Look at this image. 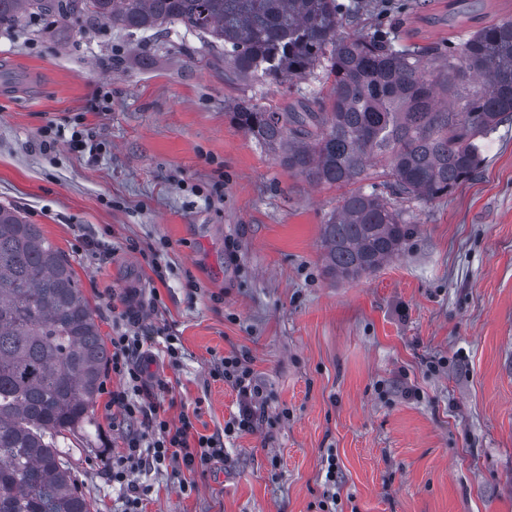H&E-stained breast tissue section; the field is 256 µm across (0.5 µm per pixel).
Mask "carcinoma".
I'll list each match as a JSON object with an SVG mask.
<instances>
[{
	"label": "carcinoma",
	"mask_w": 512,
	"mask_h": 512,
	"mask_svg": "<svg viewBox=\"0 0 512 512\" xmlns=\"http://www.w3.org/2000/svg\"><path fill=\"white\" fill-rule=\"evenodd\" d=\"M38 11L85 15L128 31L195 33L224 56L233 81L285 84L322 70L329 93L303 111L251 99L235 124L288 171L347 186L387 159L390 192L436 199L477 171L481 141L512 121V18L457 46L395 49L380 32L343 33L337 0H0V24ZM469 88L446 109L437 89ZM409 234L386 198L358 188L322 227L327 271L371 274ZM109 357L92 310L58 248L13 207L0 206V512H91L60 441L91 425Z\"/></svg>",
	"instance_id": "1"
}]
</instances>
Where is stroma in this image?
Returning a JSON list of instances; mask_svg holds the SVG:
<instances>
[{
    "mask_svg": "<svg viewBox=\"0 0 512 512\" xmlns=\"http://www.w3.org/2000/svg\"><path fill=\"white\" fill-rule=\"evenodd\" d=\"M366 2L360 25L399 48L512 17V0ZM328 91L227 80L180 26L156 37L34 14L0 27V204L62 251L103 338L115 298L178 336L179 364L155 341L147 378L167 419L185 411L198 434H223L237 393L210 368L233 350L263 390L266 420L225 436L191 490L168 471L134 474L144 512H512V123L447 196L392 199L410 226L400 253L339 281L321 227L346 188L288 172L229 114ZM75 129L102 142L96 158L69 147ZM117 384L102 374L89 435L66 441L94 512L125 509L105 409Z\"/></svg>",
    "mask_w": 512,
    "mask_h": 512,
    "instance_id": "stroma-1",
    "label": "stroma"
}]
</instances>
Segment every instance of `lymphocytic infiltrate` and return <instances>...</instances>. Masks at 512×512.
<instances>
[{"mask_svg":"<svg viewBox=\"0 0 512 512\" xmlns=\"http://www.w3.org/2000/svg\"><path fill=\"white\" fill-rule=\"evenodd\" d=\"M152 340V333L140 326L136 311L126 305L113 309L109 370L119 384L110 391L108 405L113 427L124 428L125 436L121 452L112 460V480L126 490V512H140L141 504L140 490L130 481V474L146 466L192 472L224 457L220 437L193 434L188 413H181L175 424L161 416L145 379L144 346ZM210 375L230 384L239 398L238 415L227 424V431L252 428L264 397L253 379L248 356L230 352L215 361Z\"/></svg>","mask_w":512,"mask_h":512,"instance_id":"obj_1","label":"lymphocytic infiltrate"}]
</instances>
